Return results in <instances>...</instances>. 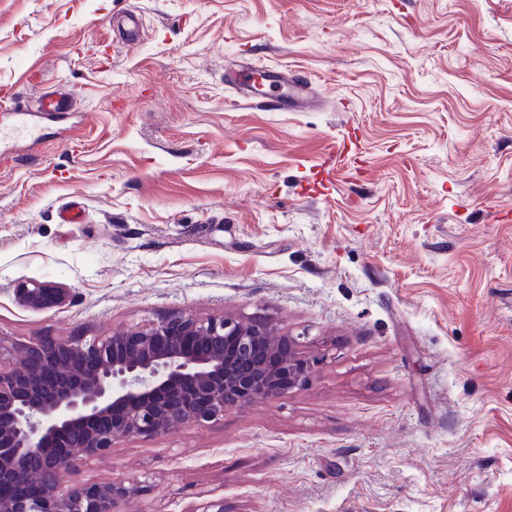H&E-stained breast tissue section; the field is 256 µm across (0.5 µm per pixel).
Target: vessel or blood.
Returning a JSON list of instances; mask_svg holds the SVG:
<instances>
[{
    "label": "vessel or blood",
    "instance_id": "obj_1",
    "mask_svg": "<svg viewBox=\"0 0 512 512\" xmlns=\"http://www.w3.org/2000/svg\"><path fill=\"white\" fill-rule=\"evenodd\" d=\"M140 25V15L134 9L114 19L112 26L118 31V44L128 48L137 45ZM224 82L252 109L263 112L302 111L312 103L315 93L308 77L292 71H272L249 61L237 62L225 70ZM70 107V98L57 92L46 91L37 98V109L41 112H66Z\"/></svg>",
    "mask_w": 512,
    "mask_h": 512
}]
</instances>
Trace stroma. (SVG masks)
<instances>
[{
  "label": "stroma",
  "instance_id": "35a3bbf8",
  "mask_svg": "<svg viewBox=\"0 0 512 512\" xmlns=\"http://www.w3.org/2000/svg\"><path fill=\"white\" fill-rule=\"evenodd\" d=\"M243 53L311 109L246 108ZM51 88L75 112L0 135L1 336L261 314L326 357L77 480L131 512H512V0H0V95ZM140 14L135 9H128L123 15L112 17V30L116 34L117 43L131 48L139 44L140 41ZM20 302L33 310H48L63 303L65 293L61 288H52L40 282L23 283L17 288Z\"/></svg>",
  "mask_w": 512,
  "mask_h": 512
}]
</instances>
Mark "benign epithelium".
Masks as SVG:
<instances>
[{"label":"benign epithelium","instance_id":"obj_1","mask_svg":"<svg viewBox=\"0 0 512 512\" xmlns=\"http://www.w3.org/2000/svg\"><path fill=\"white\" fill-rule=\"evenodd\" d=\"M33 310L63 303L40 282L17 289ZM265 318L174 312L86 339L0 336V512H114L137 495L122 479L63 484L120 438L173 434L310 381L317 361Z\"/></svg>","mask_w":512,"mask_h":512}]
</instances>
